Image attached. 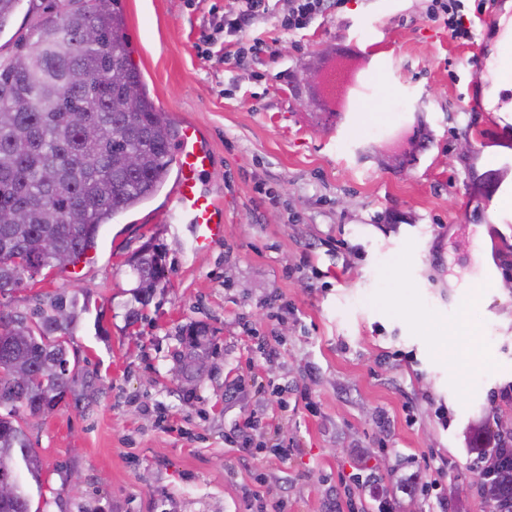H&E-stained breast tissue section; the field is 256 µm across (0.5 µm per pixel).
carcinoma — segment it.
I'll return each instance as SVG.
<instances>
[{"mask_svg":"<svg viewBox=\"0 0 512 512\" xmlns=\"http://www.w3.org/2000/svg\"><path fill=\"white\" fill-rule=\"evenodd\" d=\"M21 0H0V34ZM88 26L98 39L84 40ZM124 20L114 0L74 5L36 25L27 52L0 56V295L22 284L26 269L57 266L95 247L103 225L150 200L172 171L177 127L157 111L146 92L123 36ZM115 66L124 81L112 82ZM136 101V111L125 103ZM134 154V169L125 157ZM154 249L135 260L139 307L128 325L142 318L153 300L160 273ZM87 304L75 293L56 292L43 301L35 320L0 312V480L14 499L0 512H32L30 483L41 486L42 462L31 448L20 414L43 415V402L79 403L96 386L97 375L70 361L73 333ZM203 327L188 331L192 345L180 357L186 372L199 356ZM27 371L29 382L17 372ZM484 495L488 512H512V479L496 480Z\"/></svg>","mask_w":512,"mask_h":512,"instance_id":"carcinoma-1","label":"carcinoma"}]
</instances>
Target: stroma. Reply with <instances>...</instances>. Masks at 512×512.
Returning a JSON list of instances; mask_svg holds the SVG:
<instances>
[{"instance_id": "35a3bbf8", "label": "stroma", "mask_w": 512, "mask_h": 512, "mask_svg": "<svg viewBox=\"0 0 512 512\" xmlns=\"http://www.w3.org/2000/svg\"><path fill=\"white\" fill-rule=\"evenodd\" d=\"M228 0H118L124 35L157 110L202 131L214 163L203 188L224 206V239L197 252L165 221L174 182L104 225L78 268L44 269L0 311L31 317L60 290L86 297L73 349L100 386L23 426L42 460L40 512H365L385 488L398 512H487L464 449L474 418L512 434V222L481 210L489 163H512V111L483 93L463 110L473 56L496 39L465 0L472 44L451 39L428 0H347L290 31L288 0L226 69L203 36ZM66 0H23L0 55L28 49ZM267 45L255 53L254 39ZM369 51L367 112L344 132L320 121V74ZM403 123L383 141L384 119ZM169 283L135 326L128 264L148 240ZM308 266H300L303 250ZM495 284L473 287L480 261ZM206 325L205 370L179 378L177 333ZM477 352L449 360L459 328ZM446 419H439V412ZM444 473L434 497L400 480Z\"/></svg>"}]
</instances>
